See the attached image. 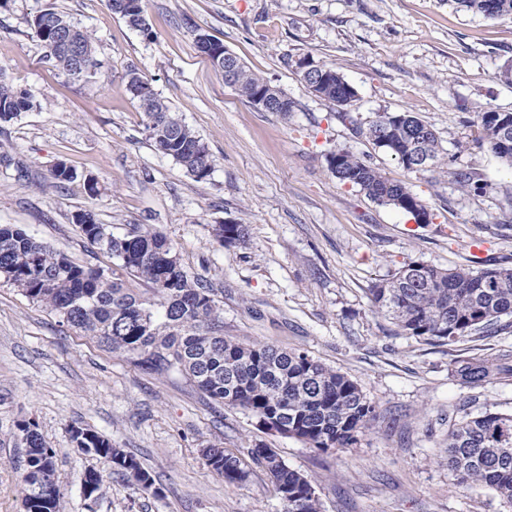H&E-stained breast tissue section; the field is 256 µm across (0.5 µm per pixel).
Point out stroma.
Returning <instances> with one entry per match:
<instances>
[{
    "label": "stroma",
    "instance_id": "35a3bbf8",
    "mask_svg": "<svg viewBox=\"0 0 512 512\" xmlns=\"http://www.w3.org/2000/svg\"><path fill=\"white\" fill-rule=\"evenodd\" d=\"M66 15L94 39L88 80L54 67L33 21ZM149 33L112 13L108 0H6L0 6V78L36 108L0 124V224H14L73 261L113 268L73 222L90 208L113 234L147 224L175 245L185 268L212 288L226 337L307 352L356 381L376 405L357 444L326 452L214 405L179 372L148 373L72 331L0 279V512H23L20 422L35 423L55 456L58 512H285L261 468L242 484L212 472L202 448L246 458L274 448L308 476L322 512H512L485 486L463 489L448 470L450 424L512 413V377L480 386L455 376L458 359L512 351V325L454 345L403 335L376 314L370 290L409 261L441 268L512 267V168L478 142L471 116L512 112V18L452 9L448 0H145ZM208 34L291 98L266 112L224 83L199 52ZM331 65L354 88L336 106L311 94L298 64ZM137 73L206 144L210 176L195 180L148 139L128 89ZM411 112L436 132L444 165L405 169L363 130L378 114ZM343 150L403 182L431 213L417 224L339 182L328 157ZM74 179L53 183L55 162ZM474 171L481 192L451 173ZM103 190L87 191L88 178ZM247 224L227 247L210 228ZM480 240L483 259L469 244ZM135 455L154 480L138 490L73 428ZM100 474L86 498L81 480Z\"/></svg>",
    "mask_w": 512,
    "mask_h": 512
}]
</instances>
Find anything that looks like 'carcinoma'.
<instances>
[{"label": "carcinoma", "instance_id": "1", "mask_svg": "<svg viewBox=\"0 0 512 512\" xmlns=\"http://www.w3.org/2000/svg\"><path fill=\"white\" fill-rule=\"evenodd\" d=\"M455 9L496 19L512 17V0H448ZM36 35L50 49V59L64 75L72 76L75 55L87 62L82 79L94 76L95 47L91 35L72 26L74 51H53L52 24L39 26ZM327 80L315 96L342 103L351 96L348 83L328 66ZM243 94L268 91L270 83L241 67L233 76ZM128 89L146 118L145 128L155 148L176 160L197 180L212 171L207 146L193 128L180 119L149 85L131 75ZM33 108V100L0 80V124ZM474 123L481 140L512 167V112H479ZM508 129L507 142L500 131ZM375 146L394 156L404 168L419 169L413 154L438 165L440 143L433 129L409 112H384L367 128ZM336 179L356 186L380 205L403 210L417 218L430 215L427 206L405 184L385 177L361 158L338 151L329 158ZM463 189L478 191L479 180L467 170L452 172ZM79 225L85 238L120 261L110 270L79 265L66 255L12 224L0 225V277L62 322L108 349L125 355L144 371H180L213 404L240 409L260 421V427L296 438L327 451L347 448L372 428L375 406L359 385L340 371L305 352L281 349L262 342L241 343L224 336L221 309L212 289L185 268L172 241L141 224L116 236L98 222ZM213 237L226 246L246 242L248 227L237 221L215 224ZM146 285L141 291L128 280ZM374 311L391 320L408 336L431 343L453 345L473 332L497 330L498 321L512 316V268L473 271L469 267L438 268L411 261L370 289ZM454 373L479 385L502 373L512 374L500 359L468 358L454 361ZM25 443L22 478L23 506L38 507L44 480L55 474L54 453L35 424H18ZM77 446L112 455V470L134 480L148 492L154 482L137 459L112 442L91 433ZM205 465L229 483H242L251 473L242 458L214 446L202 450ZM252 459L261 463L286 512H321L312 481L288 468L276 451L258 444ZM448 470L460 484L484 485L512 506V414L486 412L464 418L448 430Z\"/></svg>", "mask_w": 512, "mask_h": 512}]
</instances>
